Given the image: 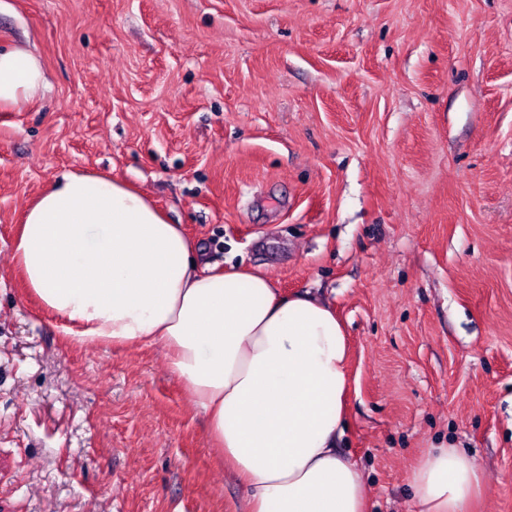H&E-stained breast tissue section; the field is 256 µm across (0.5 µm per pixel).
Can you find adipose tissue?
<instances>
[{
  "label": "adipose tissue",
  "mask_w": 512,
  "mask_h": 512,
  "mask_svg": "<svg viewBox=\"0 0 512 512\" xmlns=\"http://www.w3.org/2000/svg\"><path fill=\"white\" fill-rule=\"evenodd\" d=\"M45 87L34 51H0V107ZM12 260L40 304L75 324V343H163L225 467L250 490L246 512H366L363 472L337 446L346 335L323 299L216 269L144 193L79 171L27 208ZM482 481L456 448L427 451L409 475L417 512H465Z\"/></svg>",
  "instance_id": "1"
}]
</instances>
